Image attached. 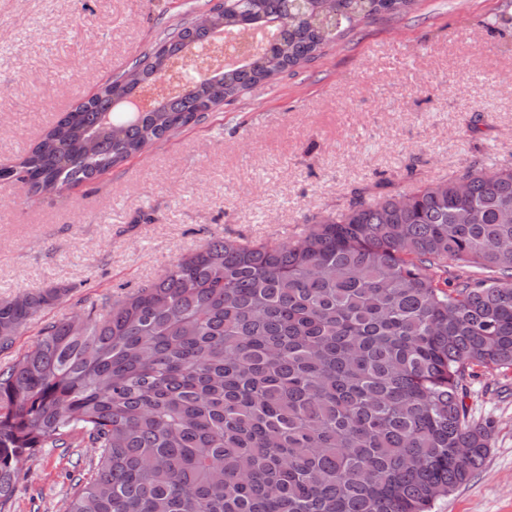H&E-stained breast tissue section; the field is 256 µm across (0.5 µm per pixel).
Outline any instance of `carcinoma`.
<instances>
[{
    "instance_id": "1",
    "label": "carcinoma",
    "mask_w": 512,
    "mask_h": 512,
    "mask_svg": "<svg viewBox=\"0 0 512 512\" xmlns=\"http://www.w3.org/2000/svg\"><path fill=\"white\" fill-rule=\"evenodd\" d=\"M63 113L0 180L33 196L96 180L415 0H208ZM260 51L186 78L132 123L114 104L216 30ZM367 202L294 242L211 239L83 330L62 320L0 372V503L25 461L96 449L68 512H432L491 448L468 385L512 370V169ZM454 265L464 273L448 275ZM68 288L0 302V347Z\"/></svg>"
}]
</instances>
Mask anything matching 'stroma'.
<instances>
[{
	"instance_id": "1",
	"label": "stroma",
	"mask_w": 512,
	"mask_h": 512,
	"mask_svg": "<svg viewBox=\"0 0 512 512\" xmlns=\"http://www.w3.org/2000/svg\"><path fill=\"white\" fill-rule=\"evenodd\" d=\"M204 0H0V164ZM512 168V0H417L255 88L88 186L32 198L0 181V302L69 287L0 349L9 368L46 324L166 272L212 238L290 242L356 194ZM492 448L433 512H512V372L466 399ZM91 448L29 458L0 512H67Z\"/></svg>"
}]
</instances>
